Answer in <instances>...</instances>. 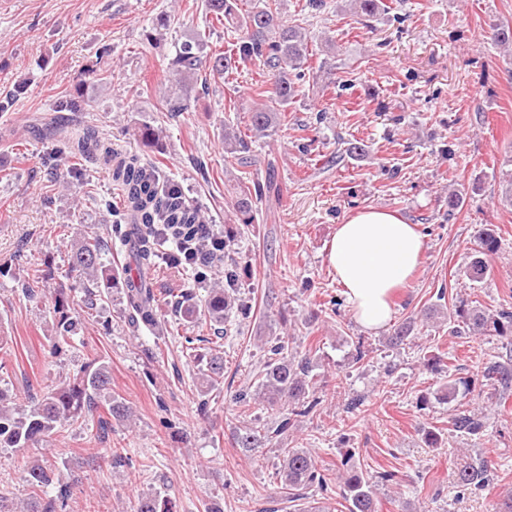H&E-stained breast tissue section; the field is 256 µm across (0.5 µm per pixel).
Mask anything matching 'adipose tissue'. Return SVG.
I'll list each match as a JSON object with an SVG mask.
<instances>
[{"mask_svg":"<svg viewBox=\"0 0 512 512\" xmlns=\"http://www.w3.org/2000/svg\"><path fill=\"white\" fill-rule=\"evenodd\" d=\"M424 249L414 225L389 212L366 209L337 225L328 262L361 327L388 325L392 294L421 264Z\"/></svg>","mask_w":512,"mask_h":512,"instance_id":"adipose-tissue-1","label":"adipose tissue"}]
</instances>
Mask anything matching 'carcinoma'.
Masks as SVG:
<instances>
[{"label":"carcinoma","instance_id":"cac0c4a2","mask_svg":"<svg viewBox=\"0 0 512 512\" xmlns=\"http://www.w3.org/2000/svg\"><path fill=\"white\" fill-rule=\"evenodd\" d=\"M352 10L357 15L371 19L383 10L382 0H353ZM206 10L222 23L233 21L239 28L236 41L228 52L203 56L204 39L197 38L183 43L166 63V71L175 85L184 90L198 82L199 73L209 71L222 76L231 74L239 67L260 61L269 68L272 78L270 101L247 113L248 129L259 137H269L278 123L281 108L298 96V85L305 76L304 66L310 56L307 36L298 25H286L280 19L277 0H206ZM59 137L67 144L74 156L95 159L102 156L103 162L111 166L112 181L119 191L120 205L109 206L114 213L122 211L131 224L149 227L153 224H202L201 211L190 206L179 187L160 184L153 166L137 155H121L112 147L101 143L98 136L87 132L73 134L59 131ZM140 139L148 146L162 144L163 131L150 124L139 127ZM249 142L231 125L224 126V159L246 167L249 164ZM273 184L258 181L242 188L235 201L236 216L244 224L253 219V200L270 192ZM479 256L469 266L468 275L473 280L483 278L488 269L487 257L494 254L499 241L490 228L484 224L477 230ZM103 241L97 236L82 238L72 255L71 272L93 287L107 286L112 282L102 261ZM155 299L150 288H133L129 296V320L137 326L153 327L158 324L154 305ZM58 314L54 331L56 350L68 344L75 331V322L68 312L64 293L55 298ZM231 300L222 288H212L205 300V316L210 323L222 325L229 315ZM459 321L455 332L473 331L481 334L494 332L498 336H512V312L502 311L487 314L483 311H455ZM310 359L295 361L288 357V346L278 342L271 346L264 362L258 383L259 398L279 418L273 430L265 432L242 425L236 432V444L247 450L254 448L259 439L268 441L282 434L297 417H306L320 405L317 396L319 386L311 375ZM202 382L213 384L224 376V357L215 353L199 370ZM487 384L501 388L505 393L512 388V359L494 361L483 368ZM111 384L108 366L94 358L82 363L65 377L59 385L27 409L13 404V399L0 390V448H26L38 438L45 436L65 424L86 420L87 414L98 407V398ZM108 414L119 420L133 416L132 408L116 398L109 402ZM452 425L460 431L473 435L480 433L482 422L478 415L460 413L452 419ZM344 501L346 512H378L376 497L378 484L396 481V474L390 471L375 475L364 474L347 466L342 461ZM52 470L36 459L26 468L27 482L32 495L37 497L51 479ZM490 473L486 461L461 467L456 474L458 487L464 491H476L489 482ZM276 477L292 497L301 500L305 490L316 486L325 488L326 478L317 466L314 456L304 448L280 449V466ZM68 484L58 486L54 497L36 509L31 502L22 501L11 505L0 499V512H62L68 504ZM130 512H174L169 498L157 494L142 496L130 506Z\"/></svg>","mask_w":512,"mask_h":512}]
</instances>
